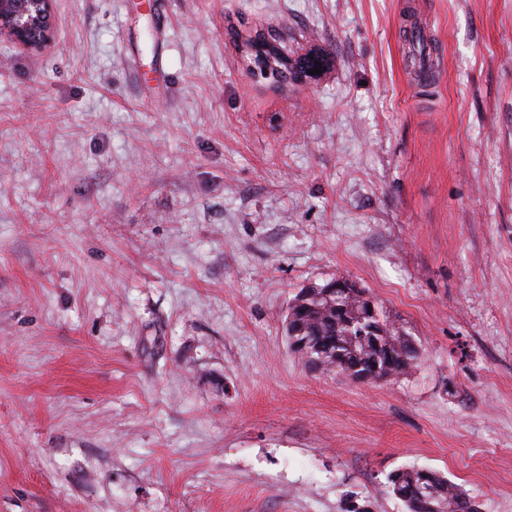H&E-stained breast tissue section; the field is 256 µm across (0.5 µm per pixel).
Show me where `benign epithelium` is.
I'll list each match as a JSON object with an SVG mask.
<instances>
[{
  "label": "benign epithelium",
  "mask_w": 512,
  "mask_h": 512,
  "mask_svg": "<svg viewBox=\"0 0 512 512\" xmlns=\"http://www.w3.org/2000/svg\"><path fill=\"white\" fill-rule=\"evenodd\" d=\"M55 37L54 0H0V39L40 53ZM241 47L251 59L248 71L276 87L300 84L307 78L308 71L300 70L288 52L285 37L258 29L242 38Z\"/></svg>",
  "instance_id": "1"
}]
</instances>
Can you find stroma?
<instances>
[{"label":"stroma","instance_id":"1","mask_svg":"<svg viewBox=\"0 0 512 512\" xmlns=\"http://www.w3.org/2000/svg\"><path fill=\"white\" fill-rule=\"evenodd\" d=\"M55 16L0 41V512H406L410 466L512 512V0ZM256 27L319 73L250 76ZM334 279L416 341L401 377L291 352Z\"/></svg>","mask_w":512,"mask_h":512}]
</instances>
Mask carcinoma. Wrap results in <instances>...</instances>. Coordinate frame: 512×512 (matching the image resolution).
<instances>
[{
  "instance_id": "1",
  "label": "carcinoma",
  "mask_w": 512,
  "mask_h": 512,
  "mask_svg": "<svg viewBox=\"0 0 512 512\" xmlns=\"http://www.w3.org/2000/svg\"><path fill=\"white\" fill-rule=\"evenodd\" d=\"M288 331L306 341L296 353L313 371L336 370L366 383L388 381L413 364L417 350L408 334L391 325L380 310H371L364 291L322 290L296 295ZM389 492L406 512H465L468 494L445 476L424 468H401L388 475Z\"/></svg>"
}]
</instances>
